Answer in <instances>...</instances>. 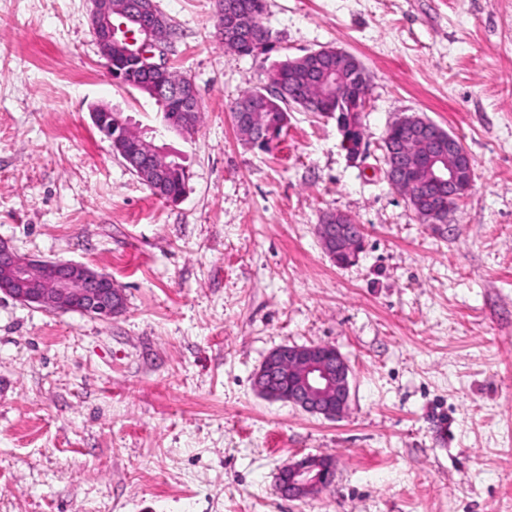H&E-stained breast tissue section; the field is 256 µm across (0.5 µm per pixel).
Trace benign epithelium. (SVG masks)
<instances>
[{
	"instance_id": "benign-epithelium-1",
	"label": "benign epithelium",
	"mask_w": 512,
	"mask_h": 512,
	"mask_svg": "<svg viewBox=\"0 0 512 512\" xmlns=\"http://www.w3.org/2000/svg\"><path fill=\"white\" fill-rule=\"evenodd\" d=\"M90 26L104 59L107 72H112V58L122 57L158 81L170 71L171 39L167 22L156 10L155 0H91ZM228 36L237 37L247 29L243 16L228 12L224 22ZM318 58L328 67L317 72L336 99L343 97L344 85L353 76H364L363 64L341 47L310 51L295 60ZM177 101L178 111L165 114L163 129L186 138L195 132L193 116L199 105L194 82L187 78L165 90ZM361 108H350L334 114L342 134V146L352 159L364 153L363 142L351 139L357 129ZM91 119L100 134L110 143L114 153L125 161L142 184L161 195L169 170L157 166L153 157L163 152L155 137L140 135L125 138L115 134L131 121L122 118L108 104L96 105ZM233 123L239 134L253 146L276 141L279 128L288 125V113L282 121L270 125L257 119L252 105L245 102L235 113ZM398 125L409 133L416 150L402 146L384 155V175L399 189L413 196V186L448 190V199L457 203L472 187L473 161L463 144L453 134L443 136L437 124L409 117L398 119ZM318 236L324 252L340 266L354 263L360 253L362 226L349 215L331 212L318 225ZM0 293L29 306L44 309L77 311L102 320L112 318L124 306L120 289L112 279L88 266L63 260H37L19 254L9 244L0 242ZM350 367L344 356L330 345L300 347L282 345L272 350L256 372L258 393L272 401H282L311 414L335 420L343 415L351 397ZM332 459L307 456L285 465L277 474L281 493L301 499L328 487L334 477Z\"/></svg>"
}]
</instances>
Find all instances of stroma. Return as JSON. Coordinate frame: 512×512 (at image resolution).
Returning a JSON list of instances; mask_svg holds the SVG:
<instances>
[{"label":"stroma","instance_id":"stroma-1","mask_svg":"<svg viewBox=\"0 0 512 512\" xmlns=\"http://www.w3.org/2000/svg\"><path fill=\"white\" fill-rule=\"evenodd\" d=\"M156 3L202 109L164 139L189 175L175 205L92 123L101 102L160 117L108 77L90 0H0V241L124 295L101 320L0 294V512H512V0H267L254 57L225 50L214 0ZM324 46L370 73L365 159L296 108L271 149L242 141L238 95ZM408 115L473 159L447 223L384 177ZM329 211L363 227L350 266L320 246ZM311 344L350 365L334 421L254 387L270 351ZM305 456L334 458L332 483L282 496Z\"/></svg>","mask_w":512,"mask_h":512}]
</instances>
